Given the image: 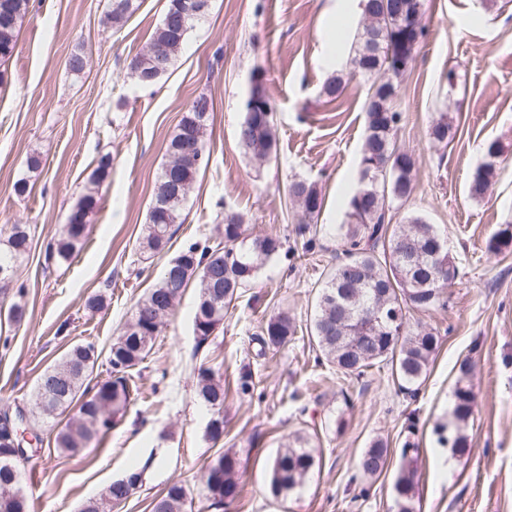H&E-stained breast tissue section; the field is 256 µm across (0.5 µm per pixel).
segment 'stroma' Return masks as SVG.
I'll list each match as a JSON object with an SVG mask.
<instances>
[{
  "label": "stroma",
  "instance_id": "obj_1",
  "mask_svg": "<svg viewBox=\"0 0 512 512\" xmlns=\"http://www.w3.org/2000/svg\"><path fill=\"white\" fill-rule=\"evenodd\" d=\"M165 0H138L120 27L106 14L108 0H30L17 46L0 88V227L24 224L30 249L17 279L23 295L8 291L0 306L21 302V323H0L9 349H0V410L34 406L38 376L74 344L91 343L102 357L97 379L108 376L103 354L134 306L158 281L169 258L189 241L221 240L217 218L225 207L245 215L249 236H280L283 249L259 271L206 343L194 334L195 288H187L148 356L132 371L138 387L114 429L81 454L56 448V421L39 426L40 452L20 464L29 512H79L113 480L146 466L142 488L121 512H150L152 497L172 483L188 492V512H395L394 475L404 442L418 447L416 512H512V248L495 254L487 244L512 224V0H424L426 38L400 82L396 132L414 154L413 193L391 211L439 225L459 270L447 308L419 314L439 332V347L417 396L400 392L388 367L358 380L314 363L308 339L316 290L341 253L335 225L358 186L369 87L348 79L336 101L324 82L345 66L362 18L357 0H212L189 33L168 74L152 88L127 73L159 26ZM86 55L83 72L67 67ZM458 83L449 87L448 73ZM274 106L277 149L254 167L236 130L256 72ZM214 104L205 132L210 152L186 200L184 223L174 225L168 251L145 257L137 248L154 187L167 161L165 144L186 106L198 95ZM457 128L453 141L432 143L441 113ZM503 154L487 196L468 187L488 141ZM112 167L87 216V236L69 261L49 266L45 252L63 231L101 156ZM40 166H27L29 157ZM298 175L314 182L324 204L315 254L301 248L287 185ZM26 179L29 190L17 194ZM105 298L102 311L90 297ZM288 311L298 326L294 343L260 352L255 339L265 319ZM470 358L475 417L469 451L451 457L436 426L447 424L456 363ZM219 367L224 379V435H207L208 412L192 383L194 366ZM250 374L253 394L237 388ZM418 428L409 431V418ZM316 436V463L303 488L284 499L268 492L270 464L289 434ZM387 439L391 462L366 484L358 459L376 438ZM241 461L242 492L213 506L206 465L225 450ZM163 464L147 465L149 456Z\"/></svg>",
  "mask_w": 512,
  "mask_h": 512
}]
</instances>
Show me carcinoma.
<instances>
[{"label": "carcinoma", "mask_w": 512, "mask_h": 512, "mask_svg": "<svg viewBox=\"0 0 512 512\" xmlns=\"http://www.w3.org/2000/svg\"><path fill=\"white\" fill-rule=\"evenodd\" d=\"M193 0H166L159 27L146 46L128 63L129 74L141 86H153L167 73L190 29L206 13L181 24L182 14ZM365 20L351 58V75L371 80L363 104L365 136L360 149L359 185L347 200L345 223L338 231L343 242V258L336 262L322 281L314 304L311 341L320 358L336 369L343 379H359L380 364L390 367L398 386L414 395L425 380L430 361L438 348L436 329L422 323L414 326L409 316L447 305L448 286L455 283L457 267L437 225L412 212L402 224L392 223L393 203H406L412 194L411 174L415 160L396 145L395 132L401 113L395 108L399 83L411 68L413 52L426 35L423 0H362ZM29 0H0V66L12 57L19 25ZM137 9L136 0H110L108 15L121 26ZM213 111L204 94L186 107L166 145L167 163L162 167L148 212V222L139 241L143 253L160 254L170 243L172 226L181 223L187 194L176 192V184L191 187L201 168L208 163L206 126ZM274 107L266 112L245 109L237 128V141L251 160L261 165L273 153ZM453 126L443 115L432 125L430 138L446 143L454 137ZM501 157L496 140L485 149L484 162L476 167L469 182V193L481 199L487 193ZM112 160L105 155L90 175L98 186L108 176ZM288 198L296 207L298 234L305 237L302 255L314 252L317 227L314 226L323 198L315 183L293 177L288 182ZM97 205L95 193L84 195L73 209L69 222L49 252L56 263L68 260L81 245L86 217ZM224 241L208 238L187 243L164 266L159 282L135 306L132 321L112 342L107 352L109 376L94 381L93 370L100 357L92 344H77L37 379L36 401L39 412L30 415L28 426L78 407L55 436V445L64 452L78 453L100 435L118 424L137 392L131 370L152 349L165 318L179 304L190 286L198 288L193 315L198 344L207 342L223 324L224 311L240 297V291L256 278L261 267L283 247L276 235H245L244 215L226 210ZM0 291L7 292L14 276L4 271L18 265L29 245V232L23 224L0 229ZM512 245V224L500 228L488 242V249L500 253ZM297 336V325L286 312L268 318L258 338L260 353L284 346ZM473 371L470 359L458 364L452 392L448 436L440 440L462 457L469 448L462 428L473 417L475 394L469 383ZM196 396L209 409L208 435L217 441L224 435V382L219 369L205 364L193 370ZM413 444L405 442L402 464L393 484L397 512H413L412 489L416 476ZM315 465L310 438L301 432L293 435L275 456L269 481L270 493L284 496L299 488ZM388 465L387 443L371 442L361 455L359 468L364 478L382 474ZM241 461L230 451L213 458L205 468L208 494L218 503L239 497ZM129 491L109 485L99 499L85 502L80 512H110L119 500L127 501ZM186 488L169 485L151 502V512H185ZM0 512H27V499L20 487L19 463L12 440L0 434Z\"/></svg>", "instance_id": "obj_1"}]
</instances>
